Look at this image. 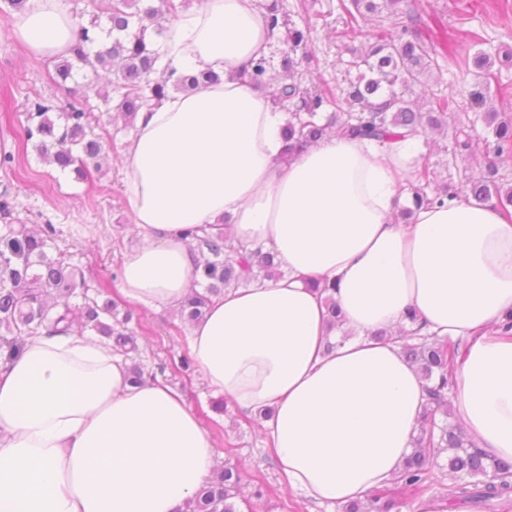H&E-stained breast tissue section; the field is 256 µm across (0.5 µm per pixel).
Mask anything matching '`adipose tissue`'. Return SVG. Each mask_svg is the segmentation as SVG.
Here are the masks:
<instances>
[{
	"label": "adipose tissue",
	"instance_id": "adipose-tissue-1",
	"mask_svg": "<svg viewBox=\"0 0 512 512\" xmlns=\"http://www.w3.org/2000/svg\"><path fill=\"white\" fill-rule=\"evenodd\" d=\"M258 0H190L162 49L177 72L219 82L137 112L121 152L137 237L121 292L180 308L197 237L228 234L275 255L285 276L226 289L188 328L186 348L215 393L263 427L290 490L346 505L392 480L411 452L424 381L399 343L406 325L462 340L452 406L487 455L512 462V222L456 198L397 215L423 142L378 148L331 136L283 159L286 111L241 80L268 52ZM65 0H29L11 39L32 59L69 54ZM333 284L349 340L329 328ZM214 445L181 393L133 382L87 335L27 337L0 361V512H183L214 466Z\"/></svg>",
	"mask_w": 512,
	"mask_h": 512
}]
</instances>
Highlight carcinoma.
Instances as JSON below:
<instances>
[{"instance_id": "1", "label": "carcinoma", "mask_w": 512, "mask_h": 512, "mask_svg": "<svg viewBox=\"0 0 512 512\" xmlns=\"http://www.w3.org/2000/svg\"><path fill=\"white\" fill-rule=\"evenodd\" d=\"M269 38L285 31L280 68L263 56L245 64L240 78L264 87L279 80L275 104L288 106L284 129L283 158L307 149L329 135L387 143L406 137L426 136L451 130V147L444 152L452 162L474 156L476 125H484V167L467 178L464 197L492 203L500 209L512 207V182L501 170L512 161V117L488 110L474 117L454 118L451 94L433 95L423 101L415 87L422 79L448 67L460 74L477 69L476 77L490 83L491 56L474 58L464 51L438 50L416 28L415 15L405 0H338L342 19L336 38L349 49L348 70L357 77L347 82L336 98L307 81L313 52L308 48L311 26L300 29L282 11L280 0H267ZM175 0H110L106 21L94 13L75 30L73 53L54 65V84L69 95L62 102L38 91L29 93L18 113L23 137L14 152H0V171L9 174L33 147L39 157L61 172H72L85 181L90 169H99L105 149L104 137L95 133L91 113L75 87L77 76L98 81L100 73L115 74L100 94L105 111L121 116L124 127H133L136 112L159 103L170 91H187L214 82L212 74L184 78L172 85L160 73L161 39L169 16L176 14ZM377 22L373 39L357 48L362 25ZM408 193L419 207L459 196L448 183L437 180L430 157L408 179ZM16 197L9 186L0 190V355L11 360L20 354L26 337L42 329L65 333L78 323L80 331L103 336L125 358L138 354L136 330L129 327L133 313L117 317L118 304L99 301L85 288L82 268L69 262L58 241L62 231L51 222L30 229L14 216ZM201 259L196 266L198 289L180 311L188 321L206 313L212 298L227 288H239L281 274L275 256L259 250L241 252L230 239L219 234L198 239ZM414 327L404 330L403 353L426 382L427 403L412 451L392 486L367 496L366 504H348L341 512H395L398 497L423 495L432 483V469L448 453L449 499L489 510L512 498V464L492 458L475 448L462 426L453 420L448 389L453 386L452 361L458 344L420 334L415 313L408 314ZM243 472L227 463L213 468L183 512H241L238 505Z\"/></svg>"}]
</instances>
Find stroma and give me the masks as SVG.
Segmentation results:
<instances>
[{
    "instance_id": "35a3bbf8",
    "label": "stroma",
    "mask_w": 512,
    "mask_h": 512,
    "mask_svg": "<svg viewBox=\"0 0 512 512\" xmlns=\"http://www.w3.org/2000/svg\"><path fill=\"white\" fill-rule=\"evenodd\" d=\"M460 0H416L415 14L423 37L438 46L456 47L462 26L458 21ZM469 23L485 38L484 51L490 53L497 74L492 81L489 101L497 109L512 113V63L505 59L512 53V5L504 0H468ZM283 7L297 27H304L307 14L325 15L327 26L311 34L310 46L318 66L313 75L316 82L328 83L333 92H341L348 80L346 62L350 55L336 42L332 28L338 25L337 0H282ZM52 60L29 59L13 44L0 45V93L11 91V99L0 96V151L15 150L21 128L9 111L10 105L20 104L26 92L37 89L43 94H56L51 83ZM129 133H119L115 140L106 141L102 169L92 172L89 180L75 181L49 166L37 155L28 152L23 166L15 174L0 175V184L10 183L17 195L18 212L31 224L43 219L63 231L60 248L72 263L82 266L91 291L109 287L111 298L119 308H132L140 319L138 333L139 358L147 371L169 383L186 398L201 424L211 435L218 464L243 465L248 477L258 478L267 487V494L254 501L255 512H338L331 504H317L291 492L283 484L277 462L266 441L258 435L256 423L247 421L237 410L218 414L212 411L215 399L203 374L179 370V360L185 350L187 330L183 321L171 309L148 308L131 303L113 288L112 275L118 272L124 255L131 245L129 236L119 228L130 221L126 207L123 174L117 158Z\"/></svg>"
}]
</instances>
